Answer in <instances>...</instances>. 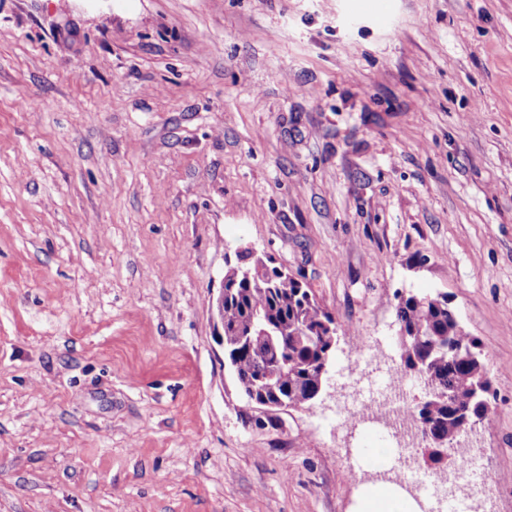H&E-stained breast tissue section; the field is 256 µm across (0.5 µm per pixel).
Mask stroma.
<instances>
[{
    "mask_svg": "<svg viewBox=\"0 0 512 512\" xmlns=\"http://www.w3.org/2000/svg\"><path fill=\"white\" fill-rule=\"evenodd\" d=\"M248 246L339 325L308 407L224 367ZM437 292L492 383L473 512H512V0H0V512H355L339 372ZM413 459L438 506L454 451Z\"/></svg>",
    "mask_w": 512,
    "mask_h": 512,
    "instance_id": "35a3bbf8",
    "label": "stroma"
}]
</instances>
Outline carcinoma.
<instances>
[{
	"label": "carcinoma",
	"mask_w": 512,
	"mask_h": 512,
	"mask_svg": "<svg viewBox=\"0 0 512 512\" xmlns=\"http://www.w3.org/2000/svg\"><path fill=\"white\" fill-rule=\"evenodd\" d=\"M238 267L261 266L248 279L224 273V365L236 392L253 407L301 408L313 401L329 363L335 318L322 308L304 276L247 250ZM400 363L397 375L437 395L410 406L425 448L437 455L468 429L489 420L488 370L477 341L465 333L448 294H396Z\"/></svg>",
	"instance_id": "carcinoma-1"
}]
</instances>
